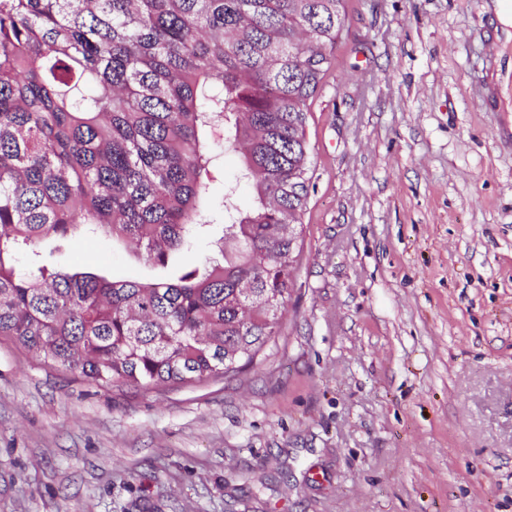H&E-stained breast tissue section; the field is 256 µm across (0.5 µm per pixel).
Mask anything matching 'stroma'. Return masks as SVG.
I'll list each match as a JSON object with an SVG mask.
<instances>
[{"label":"stroma","mask_w":512,"mask_h":512,"mask_svg":"<svg viewBox=\"0 0 512 512\" xmlns=\"http://www.w3.org/2000/svg\"><path fill=\"white\" fill-rule=\"evenodd\" d=\"M486 0H347L281 334L100 388L0 338V512H512V112ZM67 267L155 279L77 231Z\"/></svg>","instance_id":"stroma-1"}]
</instances>
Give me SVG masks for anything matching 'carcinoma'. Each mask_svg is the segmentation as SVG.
<instances>
[{"label": "carcinoma", "instance_id": "carcinoma-1", "mask_svg": "<svg viewBox=\"0 0 512 512\" xmlns=\"http://www.w3.org/2000/svg\"><path fill=\"white\" fill-rule=\"evenodd\" d=\"M345 2L0 0V336L101 387L253 364L294 287L306 119ZM218 130L241 159L247 209L235 185L210 207ZM205 227L220 257L175 267ZM79 229L134 242L168 274L67 268Z\"/></svg>", "mask_w": 512, "mask_h": 512}]
</instances>
